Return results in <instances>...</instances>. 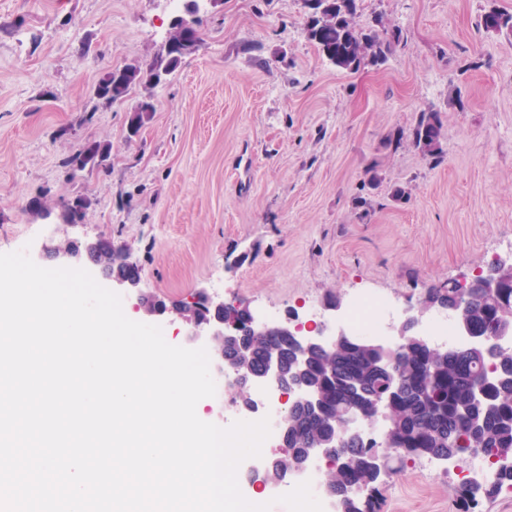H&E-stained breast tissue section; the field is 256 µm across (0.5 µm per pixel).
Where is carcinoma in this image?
<instances>
[{"mask_svg":"<svg viewBox=\"0 0 512 512\" xmlns=\"http://www.w3.org/2000/svg\"><path fill=\"white\" fill-rule=\"evenodd\" d=\"M318 18L307 28L308 38L322 55L341 70L356 71L366 64L382 61L385 50L399 40L397 27L380 24V29L364 32L354 23L356 0H318ZM481 25L488 30H512V15L497 10L486 13ZM178 47L164 46L152 61L142 67L128 64L108 71L97 87L114 102L140 86L149 91L152 74L162 71L170 75L184 59L194 53L202 38L198 31L169 36ZM155 108H137L130 115L128 126L141 130L151 119ZM442 123L436 112H423L412 131V142L425 155L435 159L439 153ZM110 148L93 142L66 161L73 171L87 168L104 170ZM102 258L107 274L124 273L122 251L112 242L101 240ZM492 275L487 270L475 277L477 287L467 295L477 304L474 326L487 332L493 326L512 324V305L490 307L482 301L478 284ZM280 353L288 363L295 357L291 342L273 334L246 335L224 342V358L231 360L237 372L250 376L261 371L270 356ZM399 370L395 389L387 399L391 423L390 435L365 441L345 434L347 416H376V401L387 392L388 378L381 371L384 356ZM512 367V353L487 359L472 353L471 347H450L429 353L406 342L384 352L381 348L356 343H341L327 351L310 353L307 368L299 384L319 396V408L310 409L296 401L288 409L286 447L300 454L323 443H334L336 455L328 461L323 480L336 488L358 484L359 497L347 498L344 512H381V487L388 483L408 462L419 458L446 460L480 454L512 458V379L488 389V406L470 405V393L481 371L489 364ZM292 460L282 451L273 464L256 477L265 483L288 475ZM512 486V466L494 464L490 477L482 484H463L456 496L470 512L481 499L492 498L504 485Z\"/></svg>","mask_w":512,"mask_h":512,"instance_id":"obj_1","label":"carcinoma"}]
</instances>
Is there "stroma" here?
Segmentation results:
<instances>
[{
    "mask_svg": "<svg viewBox=\"0 0 512 512\" xmlns=\"http://www.w3.org/2000/svg\"><path fill=\"white\" fill-rule=\"evenodd\" d=\"M492 10L512 14V0H357L358 27L383 21L401 39L384 63L345 71L309 40L304 0L205 2L200 46L154 89L131 141L144 90L109 103L95 86L149 62L180 7L0 0V253L56 267L58 215L81 197L78 234L128 250L144 292L203 290L303 322L312 303L332 318L333 297L405 308L511 260L512 31L483 28ZM430 111L443 122L435 160L406 136ZM92 141L110 145L108 171L72 173L66 159ZM36 197L49 217L31 212ZM466 471L409 463L383 512H458Z\"/></svg>",
    "mask_w": 512,
    "mask_h": 512,
    "instance_id": "stroma-1",
    "label": "stroma"
}]
</instances>
